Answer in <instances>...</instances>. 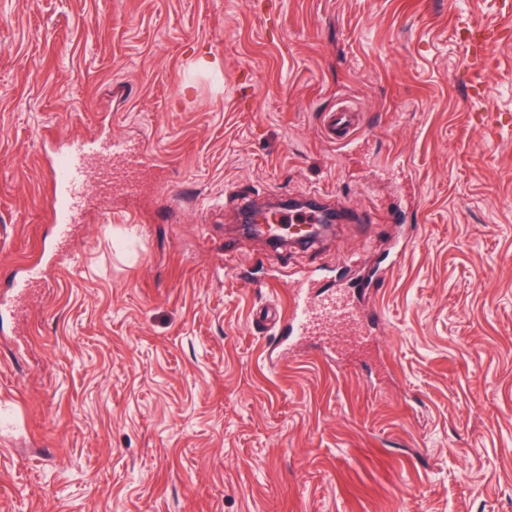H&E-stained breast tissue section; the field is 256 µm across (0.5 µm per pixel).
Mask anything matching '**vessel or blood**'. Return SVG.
I'll list each match as a JSON object with an SVG mask.
<instances>
[{
    "mask_svg": "<svg viewBox=\"0 0 512 512\" xmlns=\"http://www.w3.org/2000/svg\"><path fill=\"white\" fill-rule=\"evenodd\" d=\"M501 33V26L474 23L467 28L465 42L477 51L496 41ZM357 126V113L343 107L321 115L322 133L332 143L350 142ZM95 158L100 159L101 164L94 169L90 162ZM153 165L142 143L130 139L77 137L70 140L47 168L45 203L58 238L66 239L73 228L82 223L89 196L106 198L117 188L126 197H139L142 183L138 174ZM258 218L279 234L288 219H295L300 224H316L321 215L318 210L311 209L291 217L287 212L269 208L247 216L251 222ZM357 295V290L345 288L325 292L321 289L320 279L311 276L302 279L294 291L291 310L283 320L280 336L289 341L322 324L337 326L358 322Z\"/></svg>",
    "mask_w": 512,
    "mask_h": 512,
    "instance_id": "b4317fda",
    "label": "vessel or blood"
}]
</instances>
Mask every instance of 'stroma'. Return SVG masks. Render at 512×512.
Instances as JSON below:
<instances>
[{
	"label": "stroma",
	"mask_w": 512,
	"mask_h": 512,
	"mask_svg": "<svg viewBox=\"0 0 512 512\" xmlns=\"http://www.w3.org/2000/svg\"><path fill=\"white\" fill-rule=\"evenodd\" d=\"M503 4L0 0V295L58 252L0 316V512H512V30L489 69L458 36ZM103 130L167 180L57 243L43 137ZM314 190L312 245L237 231ZM385 265L368 334L254 321ZM358 126V114L341 107L321 114V128L329 142L350 143Z\"/></svg>",
	"instance_id": "1"
}]
</instances>
